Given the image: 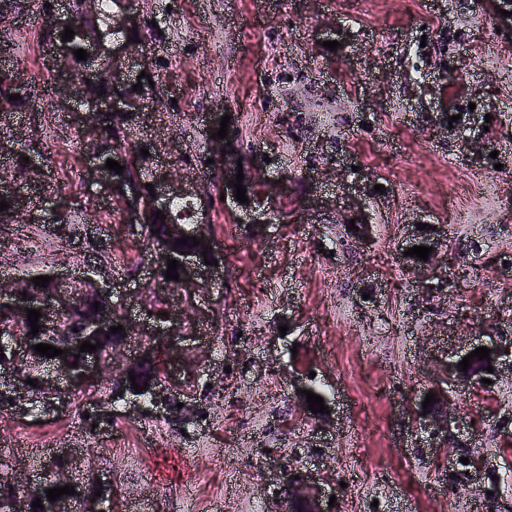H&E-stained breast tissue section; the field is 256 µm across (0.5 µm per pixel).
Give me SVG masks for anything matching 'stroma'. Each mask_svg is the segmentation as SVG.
<instances>
[{
	"label": "stroma",
	"mask_w": 512,
	"mask_h": 512,
	"mask_svg": "<svg viewBox=\"0 0 512 512\" xmlns=\"http://www.w3.org/2000/svg\"><path fill=\"white\" fill-rule=\"evenodd\" d=\"M129 7L142 40L128 49L161 91L136 136L157 141L172 176L199 178L210 116L228 109L243 169L264 157L262 179L283 189L258 237L248 210L210 194L224 276L199 298L212 319L183 313L197 417H129L118 406L95 435L74 410L44 423L0 415V476L27 482L65 448L82 475L111 473L121 512H278L265 488L272 459L317 471L336 512H512V376L455 393L470 425L444 447L418 420L426 395L447 388L449 361L512 337V28L489 0ZM42 15L34 2L0 25L6 67L25 69L38 90L29 110L0 121L54 175H73L42 202L48 217L87 205L81 143L94 128L60 107L39 63ZM357 212L367 226L356 231ZM416 223L444 232L423 281L399 259ZM91 233L113 276L148 298L155 273L120 208ZM70 236L60 247L51 225L22 250L1 232L0 283L44 261L64 275L82 267L91 250ZM310 371L332 429L290 384ZM471 455L485 463L477 476L448 464Z\"/></svg>",
	"instance_id": "stroma-1"
}]
</instances>
